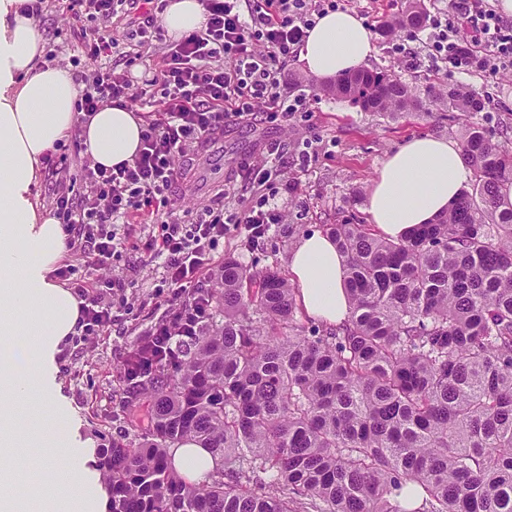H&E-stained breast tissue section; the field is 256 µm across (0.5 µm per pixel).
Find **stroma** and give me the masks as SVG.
I'll return each mask as SVG.
<instances>
[{
	"label": "stroma",
	"instance_id": "obj_1",
	"mask_svg": "<svg viewBox=\"0 0 512 512\" xmlns=\"http://www.w3.org/2000/svg\"><path fill=\"white\" fill-rule=\"evenodd\" d=\"M35 22L40 35L56 36V66L70 70L75 60L84 59L82 41L66 16L45 11ZM375 44L377 51L368 60V68H387L422 91L438 81L465 85L484 101L477 115L484 129L496 139L512 138V73L461 74L429 58L412 61L393 54L391 41L377 38ZM302 94L307 109L290 114L287 125L240 122L226 127L223 138L209 145L195 162L192 187L177 184L170 189L171 203L182 210H196L218 190H233L239 163L260 153L264 144L303 141L309 145V156L302 159L289 154L284 170L288 188L281 191L278 203L285 224L305 234L354 215L366 217V194L374 178L387 157L408 139L458 136L457 123L445 112L431 116L416 112L392 119L324 94L316 84L303 87ZM162 232L159 223L129 225L113 262L115 274L128 283L112 296L117 321L102 335L70 337L59 356L58 378L70 420L68 435L51 432L50 414L35 400L13 399L16 418L38 436L16 454L0 458V466L17 471L21 484L32 482L45 468L56 474L68 472L112 438L127 436L129 428L118 418L125 397L121 368L132 348L169 313L162 266L149 258V245ZM246 237L241 227L226 226L225 253L242 255L257 269L274 263L287 268L292 243L281 237L278 228H271L250 252L243 249Z\"/></svg>",
	"mask_w": 512,
	"mask_h": 512
}]
</instances>
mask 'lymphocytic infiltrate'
Masks as SVG:
<instances>
[{
  "mask_svg": "<svg viewBox=\"0 0 512 512\" xmlns=\"http://www.w3.org/2000/svg\"><path fill=\"white\" fill-rule=\"evenodd\" d=\"M125 2L51 0L50 6L83 33L90 69L81 77L76 112L90 114L108 105L142 109L140 149L132 162L111 168L50 151L43 156L44 171L54 180L53 215L87 268L80 277L70 267L61 274L74 276L77 292L86 300L81 318L90 331L111 328L112 292L125 285L120 277L104 281L96 276L111 269L122 245L117 225L163 217L164 231L151 250L163 259L170 312L151 333L164 337L173 353L207 319L196 295L204 272L220 264L225 225L240 224L252 234L281 223L276 201L281 172L269 159L284 157L287 147L275 143L267 155L240 165L237 181L251 193L248 203L227 204L220 191L199 210L180 211L171 208L167 192L187 181L190 162L223 136L226 126L244 119L274 124L305 110L303 95L291 91L284 73L316 18L338 10L342 0H202L204 27L176 40L164 34L165 0H155L153 12L125 35L134 59L152 54L140 81L112 57L113 18ZM424 28L429 55L455 69L512 68V24L489 0H449L447 8L427 15ZM73 167L81 172L77 190L63 178Z\"/></svg>",
  "mask_w": 512,
  "mask_h": 512,
  "instance_id": "1",
  "label": "lymphocytic infiltrate"
}]
</instances>
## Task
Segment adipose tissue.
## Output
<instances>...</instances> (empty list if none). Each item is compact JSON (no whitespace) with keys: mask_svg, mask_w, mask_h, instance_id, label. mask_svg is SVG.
Instances as JSON below:
<instances>
[{"mask_svg":"<svg viewBox=\"0 0 512 512\" xmlns=\"http://www.w3.org/2000/svg\"><path fill=\"white\" fill-rule=\"evenodd\" d=\"M31 0H0V390L38 395L55 411L54 429L67 422L57 356L75 334L80 304L52 276L66 253V234L38 200L41 158L76 125L77 85L61 68H39L44 44L33 17L22 14ZM205 22L200 0H168L163 24L172 37ZM376 47L362 20L350 11L318 17L298 60L320 79L359 69ZM80 125V124H77ZM87 152L98 165L132 162L140 145L142 122L134 112L106 106L80 125ZM471 175L457 141L414 137L390 155L373 181L367 208L373 224L391 239L404 236L447 210ZM297 301L305 313L330 323L349 312L344 290V258L323 233L301 237L288 257ZM23 337V349L9 339ZM87 475L72 471L38 479L17 492L11 471L0 469V512H68L71 501H89L107 512L108 500H87Z\"/></svg>","mask_w":512,"mask_h":512,"instance_id":"1","label":"adipose tissue"}]
</instances>
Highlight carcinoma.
<instances>
[{
    "mask_svg": "<svg viewBox=\"0 0 512 512\" xmlns=\"http://www.w3.org/2000/svg\"><path fill=\"white\" fill-rule=\"evenodd\" d=\"M423 0L383 26L422 27ZM325 91L365 112H455L469 187L400 239L326 224L347 320L305 327L277 265L234 256L202 291L208 321L173 357L136 347L123 412L137 437L98 449L111 512H512V147L463 85L424 95L385 68ZM215 468L189 482L173 451ZM174 464L178 471L192 482L202 480L214 465L209 451L192 441L185 443L176 451Z\"/></svg>",
    "mask_w": 512,
    "mask_h": 512,
    "instance_id": "obj_1",
    "label": "carcinoma"
}]
</instances>
